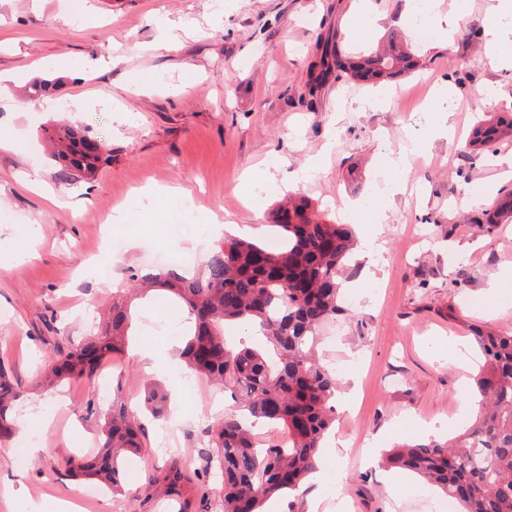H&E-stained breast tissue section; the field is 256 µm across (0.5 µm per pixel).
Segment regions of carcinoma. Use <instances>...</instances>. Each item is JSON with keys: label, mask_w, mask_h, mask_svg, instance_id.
<instances>
[{"label": "carcinoma", "mask_w": 512, "mask_h": 512, "mask_svg": "<svg viewBox=\"0 0 512 512\" xmlns=\"http://www.w3.org/2000/svg\"><path fill=\"white\" fill-rule=\"evenodd\" d=\"M336 70L360 81H380L413 71L414 55L392 40L389 47L352 57L336 56ZM480 121L469 145L498 142L509 133ZM59 163V177H90L102 160L97 137L72 124L44 130ZM279 251L238 238H226L193 273L170 266L133 272L129 289L171 293L193 323L181 351L187 368L221 385L233 401L224 417L207 427L220 473L224 512H262L264 500L290 493L322 461V441L335 421L336 372L317 356L319 327L344 312L341 290L356 242L350 225L312 217L304 198L272 214ZM226 321H238L263 337L265 348L236 347L224 341ZM132 322L127 305L112 303L105 329L83 346L57 348L49 360L53 381L94 378L102 360L123 350ZM480 356L474 377L477 414L456 437L440 442L412 440L386 451L389 468L410 471L454 499L460 512H512V331L469 328ZM18 387L0 366V441L14 433L13 402ZM263 422L283 429L274 442L255 434ZM142 447L140 426L125 405L113 401L112 417L92 456L67 462L68 473L121 485V460Z\"/></svg>", "instance_id": "carcinoma-1"}]
</instances>
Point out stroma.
I'll list each match as a JSON object with an SVG mask.
<instances>
[{
	"instance_id": "stroma-1",
	"label": "stroma",
	"mask_w": 512,
	"mask_h": 512,
	"mask_svg": "<svg viewBox=\"0 0 512 512\" xmlns=\"http://www.w3.org/2000/svg\"><path fill=\"white\" fill-rule=\"evenodd\" d=\"M498 2L469 0L448 33L441 20L456 2L437 0L433 34L419 43L405 0H0V363L20 389L16 433L0 442V485L76 502L79 512H224L204 430L231 399L199 378L185 402L183 322L166 293L133 302L129 344L103 362L142 426L122 493L89 497V480L66 475L69 459L96 452L112 400L94 381L45 389L49 355L96 332L113 293L164 244L201 263L246 224L270 248L271 213L289 196L333 222L337 206L357 208L380 182L375 209L352 226L361 242L375 240L348 270L356 304L335 321L336 345H321L323 361L356 362L336 399L346 446L336 484L352 512H421L419 481L377 458L464 426L479 361L467 326L512 330V305L499 300L512 285V223L496 216L512 193L501 166L512 149L478 156L467 145L478 119L512 120V45L488 47L483 35ZM393 38L417 46L414 72L377 84L331 73L310 85L325 46L354 56ZM36 78L57 80L51 96L28 95ZM489 85L486 101L479 91ZM53 120L102 140L108 159L93 178L58 177L42 135ZM131 195L143 204L120 248L99 249L111 206ZM418 224L428 239H415ZM464 296L482 309L462 307ZM148 317L164 335H147ZM452 341L466 366L444 358ZM144 344L174 363L147 370L135 354ZM153 387L169 397L161 419L143 412ZM165 432L175 447H159ZM32 436L42 444L34 459L23 447ZM175 466L193 481L169 486Z\"/></svg>"
}]
</instances>
